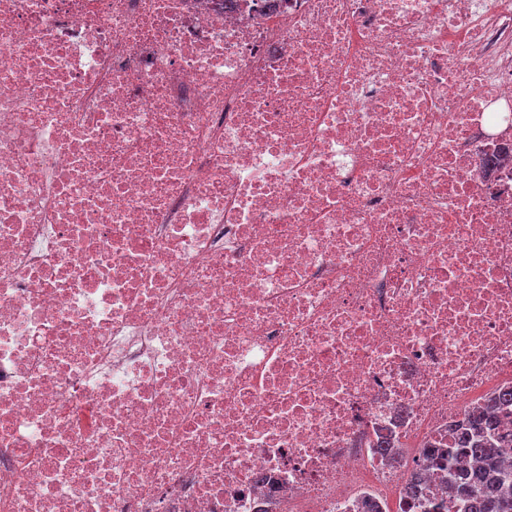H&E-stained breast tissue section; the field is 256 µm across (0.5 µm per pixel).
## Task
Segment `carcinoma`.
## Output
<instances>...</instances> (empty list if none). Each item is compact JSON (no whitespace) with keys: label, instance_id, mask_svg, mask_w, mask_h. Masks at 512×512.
I'll use <instances>...</instances> for the list:
<instances>
[{"label":"carcinoma","instance_id":"obj_1","mask_svg":"<svg viewBox=\"0 0 512 512\" xmlns=\"http://www.w3.org/2000/svg\"><path fill=\"white\" fill-rule=\"evenodd\" d=\"M489 415L470 424L460 436L461 448L448 449V476L462 496L463 512H512V495L503 491L509 474L503 455L512 450V435L495 432Z\"/></svg>","mask_w":512,"mask_h":512}]
</instances>
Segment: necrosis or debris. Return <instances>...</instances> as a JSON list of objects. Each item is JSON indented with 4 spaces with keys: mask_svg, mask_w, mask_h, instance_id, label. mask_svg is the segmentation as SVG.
Listing matches in <instances>:
<instances>
[{
    "mask_svg": "<svg viewBox=\"0 0 512 512\" xmlns=\"http://www.w3.org/2000/svg\"><path fill=\"white\" fill-rule=\"evenodd\" d=\"M510 386L512 0H0V512H461Z\"/></svg>",
    "mask_w": 512,
    "mask_h": 512,
    "instance_id": "4bbe7bcc",
    "label": "necrosis or debris"
}]
</instances>
